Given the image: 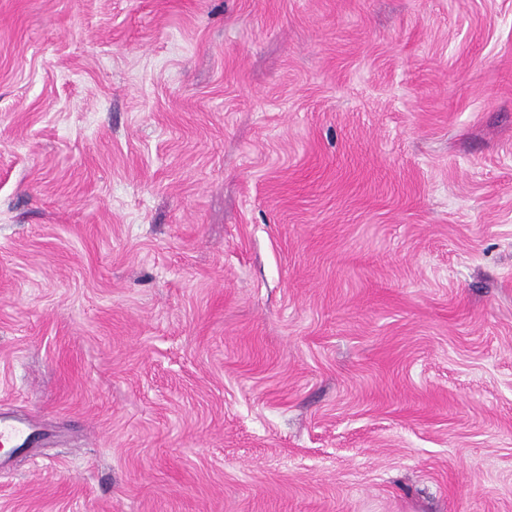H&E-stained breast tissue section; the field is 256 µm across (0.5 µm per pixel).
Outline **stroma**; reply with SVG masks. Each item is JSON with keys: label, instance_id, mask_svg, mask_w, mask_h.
<instances>
[{"label": "stroma", "instance_id": "stroma-1", "mask_svg": "<svg viewBox=\"0 0 512 512\" xmlns=\"http://www.w3.org/2000/svg\"><path fill=\"white\" fill-rule=\"evenodd\" d=\"M0 512H512V0H0ZM30 439L29 424L24 420L6 421L3 414L0 416V447L19 448L28 443Z\"/></svg>", "mask_w": 512, "mask_h": 512}]
</instances>
